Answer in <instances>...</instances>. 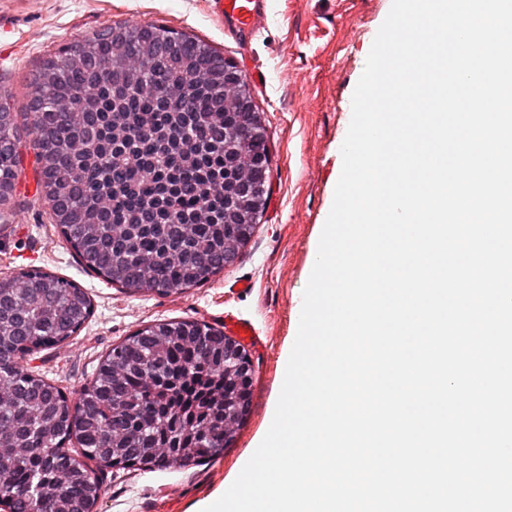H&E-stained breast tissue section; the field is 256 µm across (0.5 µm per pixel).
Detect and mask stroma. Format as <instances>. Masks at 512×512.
I'll list each match as a JSON object with an SVG mask.
<instances>
[{
    "instance_id": "obj_1",
    "label": "stroma",
    "mask_w": 512,
    "mask_h": 512,
    "mask_svg": "<svg viewBox=\"0 0 512 512\" xmlns=\"http://www.w3.org/2000/svg\"><path fill=\"white\" fill-rule=\"evenodd\" d=\"M392 0H271L260 32L240 47L224 32L209 0H0V89L18 125L30 122L31 73L57 49L116 22L162 24L210 44L249 78L267 129L270 197L234 262L208 283L167 296L139 295L84 269L37 194L36 147L23 138L14 204L0 212V276L37 266L89 294L93 315L62 348L33 365L67 394L89 382L113 346L138 329L194 319L221 327L225 312L252 321L261 345L247 346L255 366L249 411L224 454L186 471L107 468L94 512H197L228 489L271 425L302 296L317 256L342 169L351 100ZM261 72L253 80L252 72ZM238 279L250 290L230 293Z\"/></svg>"
}]
</instances>
